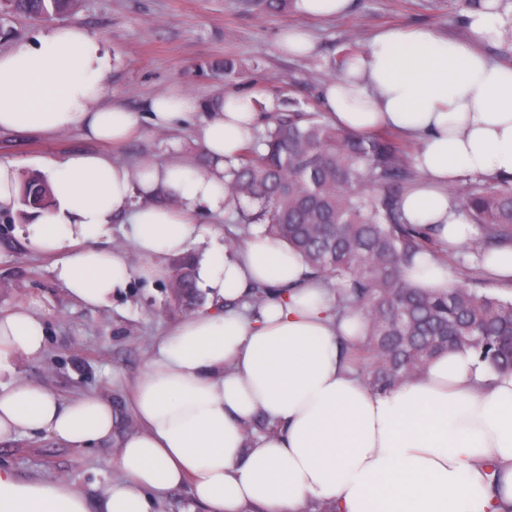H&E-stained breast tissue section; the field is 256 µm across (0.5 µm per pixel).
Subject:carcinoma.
<instances>
[{
  "mask_svg": "<svg viewBox=\"0 0 512 512\" xmlns=\"http://www.w3.org/2000/svg\"><path fill=\"white\" fill-rule=\"evenodd\" d=\"M32 18L66 12L72 0H7ZM288 0H242L247 10H283ZM416 174L412 155L387 137L357 136L317 112L280 113L272 127L246 144L224 168V186L239 207V223L298 251L314 278L336 295V311H359L367 338L357 356L362 379L385 390L420 374L438 354L471 349L495 372H512V300L482 291L485 258L512 244V177L476 178L455 201L478 235L456 249V283L446 293L420 289L404 278L414 258L439 259L447 250L431 233L408 223L404 188ZM19 201L44 207L49 189L26 176ZM176 301L195 304L192 258L169 274Z\"/></svg>",
  "mask_w": 512,
  "mask_h": 512,
  "instance_id": "cac0c4a2",
  "label": "carcinoma"
}]
</instances>
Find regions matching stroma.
Wrapping results in <instances>:
<instances>
[{"instance_id":"35a3bbf8","label":"stroma","mask_w":512,"mask_h":512,"mask_svg":"<svg viewBox=\"0 0 512 512\" xmlns=\"http://www.w3.org/2000/svg\"><path fill=\"white\" fill-rule=\"evenodd\" d=\"M463 0H354L346 17L314 21L295 9L268 13L243 10L240 0H76L55 24L79 25L101 35L115 58L110 98L133 112L171 88L203 101L242 92L263 102L261 126L279 113L325 112L321 87L343 69L345 56L363 50L376 32L399 26H427L450 39L467 37ZM303 27L314 49L291 56L279 43L282 30ZM242 67L225 77V58ZM78 131L51 138L0 132V161L36 171L42 158L95 149ZM117 161L136 168L180 156L194 168L206 157L192 125L158 131L141 122L139 133L112 148ZM18 215L0 213V313L38 309L46 318L48 342L39 360H22V378L50 386L62 397L88 391L109 395L122 430L132 429L129 407L135 380L153 345L185 313L170 293L168 279L148 284L132 279L111 307L90 309L70 298L58 283L51 257L32 249L17 231ZM0 465L23 479L80 476L89 505L116 475L112 450L102 446L79 454L52 440L23 436L0 442Z\"/></svg>"}]
</instances>
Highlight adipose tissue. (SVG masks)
Returning a JSON list of instances; mask_svg holds the SVG:
<instances>
[{"mask_svg": "<svg viewBox=\"0 0 512 512\" xmlns=\"http://www.w3.org/2000/svg\"><path fill=\"white\" fill-rule=\"evenodd\" d=\"M469 39L430 27L388 28L351 56L323 89L335 126L367 135L390 129L414 142L421 182L402 197L410 223L461 246L474 229L450 189L477 176H512V62L482 46L512 34V10L482 0L467 15ZM112 51L78 26H46L0 53V131L59 134L120 145L138 115L107 103ZM158 130L194 123L206 170L174 160L130 169L106 152L46 159L51 201L20 233L54 260L65 293L88 308L111 306L132 277L165 274L164 259L193 254L205 309L181 317L155 346L131 394L134 428L99 392L70 399L24 380L19 360L46 347L44 316L0 314V441L41 435L76 451L114 445L119 473L99 512H161L187 488L196 512H512V373L472 351L443 354L404 385L373 392L352 365L362 341L356 315L301 256L259 235L235 249L206 241L201 214L225 212L224 162L254 138L246 94L207 104L181 90L151 99ZM142 258L132 266L109 244L112 226ZM267 296L252 309L256 288ZM267 432L248 436L256 419ZM0 512H89L72 480L20 479L0 466Z\"/></svg>", "mask_w": 512, "mask_h": 512, "instance_id": "ef3b65f1", "label": "adipose tissue"}]
</instances>
